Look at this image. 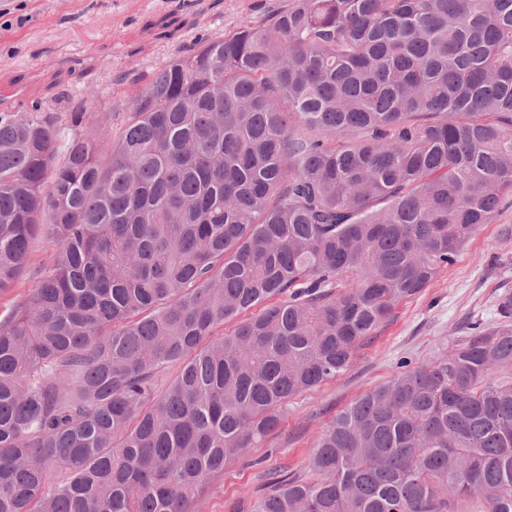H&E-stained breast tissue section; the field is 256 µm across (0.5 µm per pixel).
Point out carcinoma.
<instances>
[{
	"instance_id": "obj_1",
	"label": "carcinoma",
	"mask_w": 512,
	"mask_h": 512,
	"mask_svg": "<svg viewBox=\"0 0 512 512\" xmlns=\"http://www.w3.org/2000/svg\"><path fill=\"white\" fill-rule=\"evenodd\" d=\"M510 203L512 0H288L92 126L80 100L0 112V293L59 245L0 321V512H202ZM499 316L239 512H512ZM58 245L50 239H40L34 245L27 268L15 288L0 295V320L4 321L11 312L24 303L36 287L43 267L49 264L57 253Z\"/></svg>"
}]
</instances>
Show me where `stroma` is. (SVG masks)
<instances>
[{"label": "stroma", "instance_id": "obj_1", "mask_svg": "<svg viewBox=\"0 0 512 512\" xmlns=\"http://www.w3.org/2000/svg\"><path fill=\"white\" fill-rule=\"evenodd\" d=\"M286 2L0 0V112H24L37 102L63 108L74 97L95 119L103 103L137 95L159 67L196 41L262 21ZM164 16L182 25L170 40L152 27ZM57 251L53 240L35 243L21 280L0 295L1 321L26 301ZM506 292L512 293V208L482 225L420 297L397 306L344 374L292 400L272 434L211 479L203 512H234L266 493L267 473L305 469L330 419L393 377L402 360L449 351L467 321L496 323Z\"/></svg>", "mask_w": 512, "mask_h": 512}]
</instances>
